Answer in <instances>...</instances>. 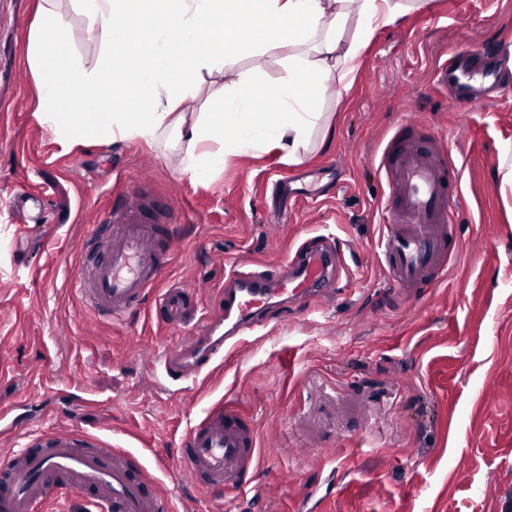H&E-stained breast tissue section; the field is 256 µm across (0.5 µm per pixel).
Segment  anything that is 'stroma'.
Returning a JSON list of instances; mask_svg holds the SVG:
<instances>
[{"label": "stroma", "mask_w": 512, "mask_h": 512, "mask_svg": "<svg viewBox=\"0 0 512 512\" xmlns=\"http://www.w3.org/2000/svg\"><path fill=\"white\" fill-rule=\"evenodd\" d=\"M38 3L0 0V407L11 409L0 449L16 447L13 423L76 427L133 452L176 512H512V211L499 170L512 158V96L459 112L433 82L438 60L468 47L512 82V0H426L376 35L348 93H329L326 145L295 164L232 156L205 181L182 173L177 150L140 139L66 148L39 125ZM408 119L446 138L462 197L447 276L404 305L385 300L377 165ZM285 176L306 200L280 197ZM141 179L185 217L166 285L210 305L234 262L275 263L310 230L345 253L337 295L267 316L204 382L163 381L153 366L179 328L146 311L100 320L71 285L113 191ZM46 187L50 223H21L12 196ZM215 405L257 428L261 466L240 496L195 488L179 471L188 426Z\"/></svg>", "instance_id": "35a3bbf8"}]
</instances>
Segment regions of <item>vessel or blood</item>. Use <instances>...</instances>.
<instances>
[{
    "instance_id": "obj_1",
    "label": "vessel or blood",
    "mask_w": 512,
    "mask_h": 512,
    "mask_svg": "<svg viewBox=\"0 0 512 512\" xmlns=\"http://www.w3.org/2000/svg\"><path fill=\"white\" fill-rule=\"evenodd\" d=\"M475 50L452 51L439 85L456 83L451 105L460 112L475 104L470 94ZM416 120L403 123L382 153L388 200L381 208L378 249L389 293L411 302L433 271L448 267V227L460 216V186L448 183L443 140L419 139ZM184 219L160 209L143 183L116 195L87 235L72 278L82 304L95 317L123 319L146 304L159 309L166 325L187 328L183 342L161 357L164 374L176 383L209 374L258 333L269 309L305 306L326 298L343 255L329 245L302 243L278 263L230 270L208 311L181 287H164ZM252 422L236 411L214 407L187 430L179 465L191 483L211 492L244 491L259 464ZM72 493L89 495L97 512H171L172 501L155 487L143 465L123 448H101L75 430L56 429L23 448L0 452V512H36Z\"/></svg>"
}]
</instances>
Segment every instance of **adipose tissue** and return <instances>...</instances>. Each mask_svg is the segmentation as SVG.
<instances>
[{
	"label": "adipose tissue",
	"mask_w": 512,
	"mask_h": 512,
	"mask_svg": "<svg viewBox=\"0 0 512 512\" xmlns=\"http://www.w3.org/2000/svg\"><path fill=\"white\" fill-rule=\"evenodd\" d=\"M41 0L31 64L40 82L39 124L62 145L140 139L178 144L184 174L198 181L232 156L279 152L299 162L327 133V91H347L377 32L404 0H71L93 25L94 63L77 51L58 6ZM281 49L283 74L239 70L243 54ZM231 74L211 111L191 125L173 117L201 91L202 73Z\"/></svg>",
	"instance_id": "adipose-tissue-1"
}]
</instances>
